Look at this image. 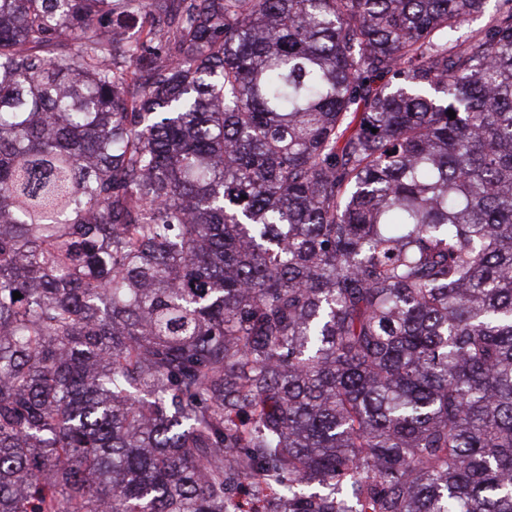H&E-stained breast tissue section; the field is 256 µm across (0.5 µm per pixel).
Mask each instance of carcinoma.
I'll list each match as a JSON object with an SVG mask.
<instances>
[{
	"label": "carcinoma",
	"mask_w": 512,
	"mask_h": 512,
	"mask_svg": "<svg viewBox=\"0 0 512 512\" xmlns=\"http://www.w3.org/2000/svg\"><path fill=\"white\" fill-rule=\"evenodd\" d=\"M486 2L0 0V512H512Z\"/></svg>",
	"instance_id": "1"
}]
</instances>
